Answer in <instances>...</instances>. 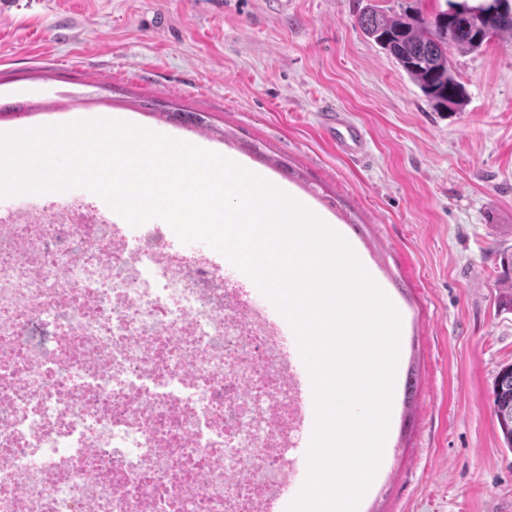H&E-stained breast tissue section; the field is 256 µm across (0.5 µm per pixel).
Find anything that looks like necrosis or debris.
I'll return each instance as SVG.
<instances>
[{
    "label": "necrosis or debris",
    "mask_w": 512,
    "mask_h": 512,
    "mask_svg": "<svg viewBox=\"0 0 512 512\" xmlns=\"http://www.w3.org/2000/svg\"><path fill=\"white\" fill-rule=\"evenodd\" d=\"M209 247L80 194L0 210V512H280L310 379Z\"/></svg>",
    "instance_id": "1"
}]
</instances>
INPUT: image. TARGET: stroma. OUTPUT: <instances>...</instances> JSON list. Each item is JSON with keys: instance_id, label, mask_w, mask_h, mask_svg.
I'll list each match as a JSON object with an SVG mask.
<instances>
[{"instance_id": "1", "label": "stroma", "mask_w": 512, "mask_h": 512, "mask_svg": "<svg viewBox=\"0 0 512 512\" xmlns=\"http://www.w3.org/2000/svg\"><path fill=\"white\" fill-rule=\"evenodd\" d=\"M402 2L6 0L0 109L26 112L0 133L120 115L194 143L149 102L209 115L210 147L304 197L357 246L400 315L389 429L358 512H512V452L491 409L496 372L512 363L500 292L512 36L453 54L468 103L440 112L357 25L368 4ZM332 108L365 130L363 160L324 135Z\"/></svg>"}]
</instances>
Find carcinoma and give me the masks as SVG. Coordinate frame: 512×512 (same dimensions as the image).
Segmentation results:
<instances>
[{
    "label": "carcinoma",
    "instance_id": "obj_1",
    "mask_svg": "<svg viewBox=\"0 0 512 512\" xmlns=\"http://www.w3.org/2000/svg\"><path fill=\"white\" fill-rule=\"evenodd\" d=\"M448 8L428 16L420 10H405L389 15L375 7L363 12L359 25L364 35L388 52L399 67L439 109L459 110L464 106L466 90L457 80L450 50L476 52L484 39L512 34V20L484 31L481 5L447 0ZM170 118L184 125L211 132L206 118L197 112H174ZM492 412L504 447L512 451V364L498 370L492 389Z\"/></svg>",
    "mask_w": 512,
    "mask_h": 512
}]
</instances>
